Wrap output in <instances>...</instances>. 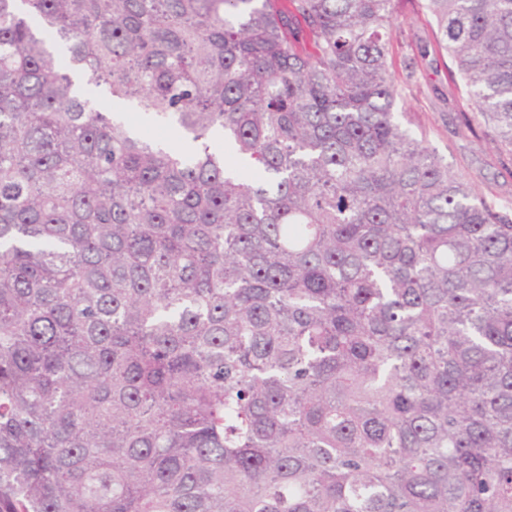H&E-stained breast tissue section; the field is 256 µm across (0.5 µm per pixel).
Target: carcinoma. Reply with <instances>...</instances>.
Returning a JSON list of instances; mask_svg holds the SVG:
<instances>
[{"label":"carcinoma","instance_id":"1","mask_svg":"<svg viewBox=\"0 0 512 512\" xmlns=\"http://www.w3.org/2000/svg\"><path fill=\"white\" fill-rule=\"evenodd\" d=\"M393 2L0 0V512H512V202ZM425 7L512 152V0ZM423 0H399L392 17L389 74L401 97L396 112H407L402 122L448 164L472 178L476 189L488 196L512 199V154L501 149L474 122L475 133L462 125L473 117L469 97L454 66L434 42L435 23ZM416 66L414 79L407 78ZM408 121L411 123L409 124Z\"/></svg>","mask_w":512,"mask_h":512}]
</instances>
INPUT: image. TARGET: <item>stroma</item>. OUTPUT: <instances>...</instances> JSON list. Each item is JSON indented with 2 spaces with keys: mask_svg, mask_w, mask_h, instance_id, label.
<instances>
[{
  "mask_svg": "<svg viewBox=\"0 0 512 512\" xmlns=\"http://www.w3.org/2000/svg\"><path fill=\"white\" fill-rule=\"evenodd\" d=\"M392 30L389 74L401 93L397 109L411 130L424 134L429 148L468 174L480 193L512 199V152L483 131L463 127L471 103L451 59L434 42L435 23L424 0H398Z\"/></svg>",
  "mask_w": 512,
  "mask_h": 512,
  "instance_id": "obj_1",
  "label": "stroma"
}]
</instances>
